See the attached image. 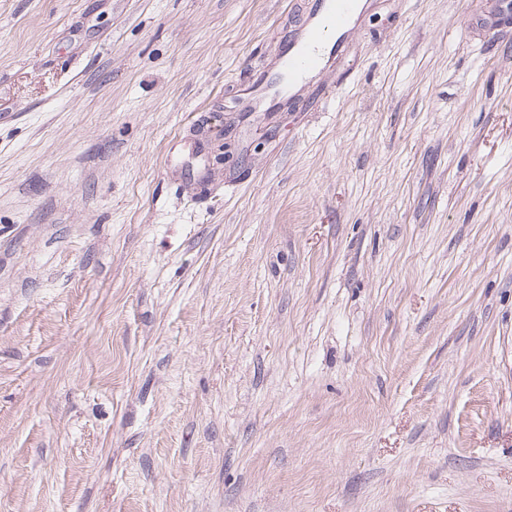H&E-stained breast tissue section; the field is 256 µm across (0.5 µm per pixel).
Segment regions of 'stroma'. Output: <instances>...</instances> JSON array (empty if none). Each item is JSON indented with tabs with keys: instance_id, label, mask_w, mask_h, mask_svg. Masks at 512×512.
Here are the masks:
<instances>
[{
	"instance_id": "stroma-1",
	"label": "stroma",
	"mask_w": 512,
	"mask_h": 512,
	"mask_svg": "<svg viewBox=\"0 0 512 512\" xmlns=\"http://www.w3.org/2000/svg\"><path fill=\"white\" fill-rule=\"evenodd\" d=\"M506 3L0 0V512H512ZM324 11L298 37L280 46L277 54L281 61L282 76L299 84L324 65L323 48L339 31L349 28L356 0H322Z\"/></svg>"
}]
</instances>
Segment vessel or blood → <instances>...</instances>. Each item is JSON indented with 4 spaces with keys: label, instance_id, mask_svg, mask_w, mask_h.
<instances>
[{
    "label": "vessel or blood",
    "instance_id": "vessel-or-blood-1",
    "mask_svg": "<svg viewBox=\"0 0 512 512\" xmlns=\"http://www.w3.org/2000/svg\"><path fill=\"white\" fill-rule=\"evenodd\" d=\"M355 0H324V11L287 46L279 47L277 54L289 81L300 83L324 65L323 49L339 31L349 28L354 14Z\"/></svg>",
    "mask_w": 512,
    "mask_h": 512
}]
</instances>
